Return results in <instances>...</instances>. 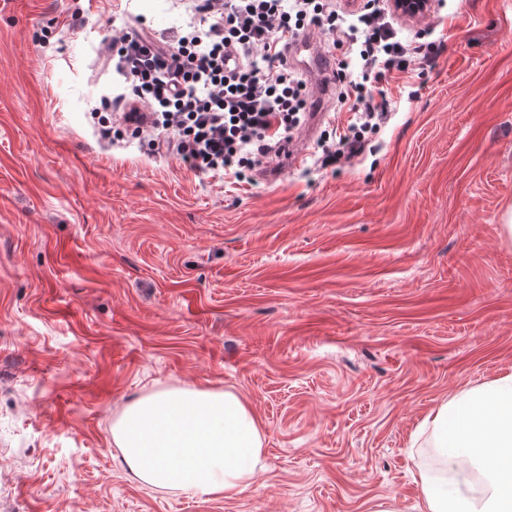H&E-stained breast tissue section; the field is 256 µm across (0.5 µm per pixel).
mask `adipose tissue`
Instances as JSON below:
<instances>
[{"instance_id": "adipose-tissue-1", "label": "adipose tissue", "mask_w": 512, "mask_h": 512, "mask_svg": "<svg viewBox=\"0 0 512 512\" xmlns=\"http://www.w3.org/2000/svg\"><path fill=\"white\" fill-rule=\"evenodd\" d=\"M421 429L437 469L419 474V512H512V372L440 404ZM112 439L124 464L158 489L234 500L262 468V427L231 389L145 393L113 422Z\"/></svg>"}]
</instances>
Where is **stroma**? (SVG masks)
<instances>
[{
  "mask_svg": "<svg viewBox=\"0 0 512 512\" xmlns=\"http://www.w3.org/2000/svg\"><path fill=\"white\" fill-rule=\"evenodd\" d=\"M79 28H70L73 14ZM181 0H0V512H418L417 435L512 371V0L402 19L429 58L373 84L389 115L361 156L317 143L238 181L103 137L124 91L104 57ZM234 389L265 431L240 498L168 491L112 423L151 390Z\"/></svg>",
  "mask_w": 512,
  "mask_h": 512,
  "instance_id": "35a3bbf8",
  "label": "stroma"
}]
</instances>
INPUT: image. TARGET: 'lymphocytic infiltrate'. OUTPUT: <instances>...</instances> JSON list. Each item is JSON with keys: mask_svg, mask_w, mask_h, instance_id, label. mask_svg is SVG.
I'll return each instance as SVG.
<instances>
[{"mask_svg": "<svg viewBox=\"0 0 512 512\" xmlns=\"http://www.w3.org/2000/svg\"><path fill=\"white\" fill-rule=\"evenodd\" d=\"M206 23L173 40L139 30L112 39L131 92L115 113L118 125L149 135L157 154L172 152L200 174L266 170L275 147L309 110L306 84L284 54L288 41L316 27L333 46L356 47L363 71L349 61L335 71L338 98L357 115L322 143L325 160L354 158L366 135L388 117L386 102L367 96V81L406 70L420 49L399 41L387 0L343 11L335 0H201ZM237 65H228L229 55Z\"/></svg>", "mask_w": 512, "mask_h": 512, "instance_id": "lymphocytic-infiltrate-1", "label": "lymphocytic infiltrate"}]
</instances>
